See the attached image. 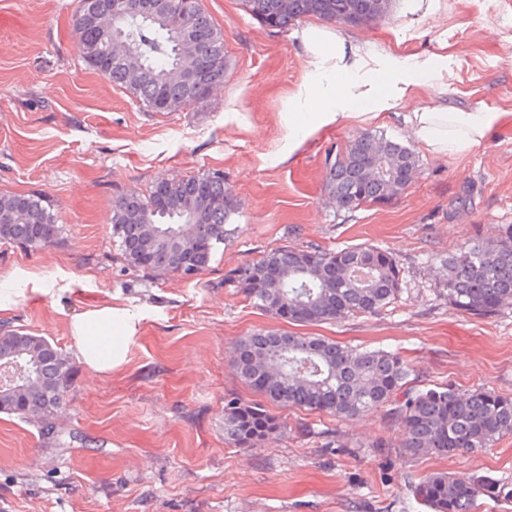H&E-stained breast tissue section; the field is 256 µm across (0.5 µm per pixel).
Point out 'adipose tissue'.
<instances>
[{"label": "adipose tissue", "instance_id": "obj_1", "mask_svg": "<svg viewBox=\"0 0 512 512\" xmlns=\"http://www.w3.org/2000/svg\"><path fill=\"white\" fill-rule=\"evenodd\" d=\"M309 81L288 100L279 161L293 160L326 131L358 121L399 119L433 157L464 153L512 125V112L444 107H413L419 89L433 88L441 75L434 57L408 54L382 58L363 43L352 42L316 26L303 30ZM136 317L128 308L105 302L75 314L69 324L77 352L95 373L121 367Z\"/></svg>", "mask_w": 512, "mask_h": 512}]
</instances>
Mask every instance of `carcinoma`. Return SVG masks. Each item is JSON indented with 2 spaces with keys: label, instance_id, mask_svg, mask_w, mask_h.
Segmentation results:
<instances>
[{
  "label": "carcinoma",
  "instance_id": "obj_1",
  "mask_svg": "<svg viewBox=\"0 0 512 512\" xmlns=\"http://www.w3.org/2000/svg\"><path fill=\"white\" fill-rule=\"evenodd\" d=\"M116 2L97 0V20L87 17L80 5L72 20L80 57L110 83L127 89L153 112H178L202 100L186 85L200 56L213 59L202 80L213 88L224 82V37L200 0H162L161 13L149 21L133 13L112 17ZM243 2L257 20L281 30L308 16L340 25L381 19L391 13L395 0H381L374 13L373 0ZM186 4L193 12L191 38L170 22ZM379 159L391 176L374 174L372 165ZM324 165L327 195L336 208L350 210L366 202L386 203L401 194L418 159L404 144L366 132L336 153H327ZM239 209V201L224 188V174L205 170L155 184L147 196H119L112 205V232L127 266L157 279L183 277L188 259L200 271L209 266L214 251L224 243L225 225ZM59 231L42 197L0 193V240L43 247ZM444 270L448 301L457 310L487 315L512 306V228L498 239L468 242L448 257ZM227 280L246 300L278 319L321 324L373 315L388 307L401 290L402 271L390 252L371 244L340 250L284 246L234 268ZM0 354L25 365L29 414L37 418L42 436L57 438L56 410L75 376L69 358L46 337L8 325L0 328ZM233 366L240 381L261 397L224 399V437L239 448H256L287 430V423L270 411L271 405L336 418L387 407L405 426L406 447L414 455L473 452L512 435V398L485 388L462 395L450 384L413 389L409 363L382 349L259 330L238 340ZM496 487L485 477L433 472L412 485V491L431 512H472L477 497Z\"/></svg>",
  "mask_w": 512,
  "mask_h": 512
}]
</instances>
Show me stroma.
<instances>
[{
  "mask_svg": "<svg viewBox=\"0 0 512 512\" xmlns=\"http://www.w3.org/2000/svg\"><path fill=\"white\" fill-rule=\"evenodd\" d=\"M202 6L224 35V82L187 109L152 112L79 58L78 0H0V192L41 194L60 225L46 247L0 241V288L13 294L0 326L74 357L73 315L113 296L141 317L122 367L97 376L76 362L60 438L0 414V512H429L411 485L436 471L494 479L499 493L480 495L476 512H512V436L450 458L415 456L384 411L336 419L282 408L283 436L254 449L225 439V397L252 395L235 374V345L257 330L400 352L420 389L512 397V307L458 312L443 268L466 242L512 226V128L435 158L401 122L356 123L278 162L288 99L310 73L299 33L314 20L282 33L242 0ZM331 30L382 57L447 56L420 105L512 112V0H396L385 19ZM363 132L413 147L417 175L389 203L340 210L324 190L325 155ZM208 168L223 171L241 204L209 266L159 280L128 268L113 200ZM362 243L391 252L403 272L395 303L376 315L289 325L226 281L276 247Z\"/></svg>",
  "mask_w": 512,
  "mask_h": 512,
  "instance_id": "1",
  "label": "stroma"
}]
</instances>
